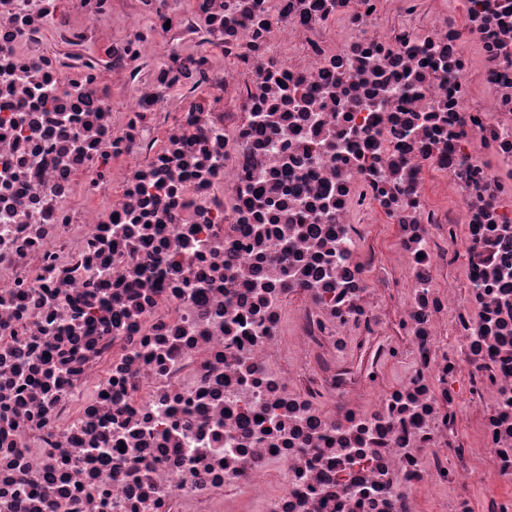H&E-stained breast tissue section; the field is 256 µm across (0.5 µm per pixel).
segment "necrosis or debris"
<instances>
[{
	"label": "necrosis or debris",
	"instance_id": "4bbe7bcc",
	"mask_svg": "<svg viewBox=\"0 0 512 512\" xmlns=\"http://www.w3.org/2000/svg\"><path fill=\"white\" fill-rule=\"evenodd\" d=\"M435 497L512 512V0H0V512Z\"/></svg>",
	"mask_w": 512,
	"mask_h": 512
}]
</instances>
